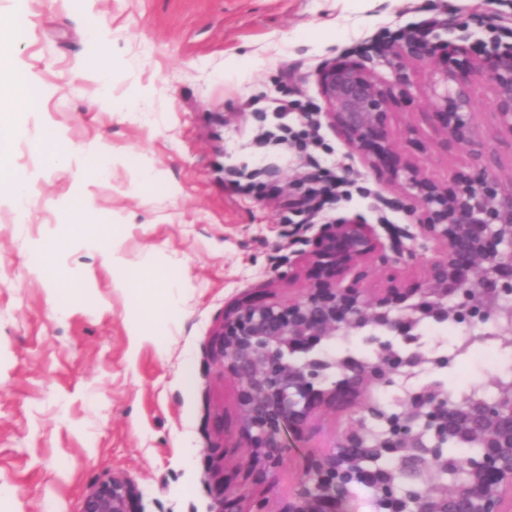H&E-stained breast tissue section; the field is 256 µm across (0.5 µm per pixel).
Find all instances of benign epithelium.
<instances>
[{
    "mask_svg": "<svg viewBox=\"0 0 512 512\" xmlns=\"http://www.w3.org/2000/svg\"><path fill=\"white\" fill-rule=\"evenodd\" d=\"M389 52L429 62L436 95L433 120L445 139L467 146L476 166L456 171L446 183L422 172L396 148L389 118L394 103L410 96L407 77L389 84L350 55L320 71L327 126L364 163L388 173L400 189L394 204L414 217L413 228L384 224L390 245L360 216L322 224L306 250L288 267L310 266L314 283L286 302L260 297L224 314L214 331L211 357L238 386L242 428L249 441L247 467L259 474L279 468L288 451L287 431L300 432L322 408L348 412V425L333 446L313 457L283 512H348L353 489H372L380 512H512V381L497 386L491 400L451 403L437 383L409 390L386 410L373 392L396 378L425 369L419 348L392 338L412 336L424 321L462 323L473 330L491 323L494 335L512 344V184L499 181L496 153L475 124L472 85L493 90L495 135L512 145V44L496 43L486 54L464 45H444L427 29L395 40ZM432 244L417 256L404 240ZM379 257L390 285L369 295L364 275L341 286L348 273ZM401 263L421 267L420 279L397 280ZM379 330L373 354L335 358L326 351L338 336ZM477 448L448 457L445 446ZM392 456L397 471L376 466ZM82 512H143L129 479L114 475L97 485Z\"/></svg>",
    "mask_w": 512,
    "mask_h": 512,
    "instance_id": "7a95c632",
    "label": "benign epithelium"
}]
</instances>
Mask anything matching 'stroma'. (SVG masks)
Here are the masks:
<instances>
[{"label":"stroma","mask_w":512,"mask_h":512,"mask_svg":"<svg viewBox=\"0 0 512 512\" xmlns=\"http://www.w3.org/2000/svg\"><path fill=\"white\" fill-rule=\"evenodd\" d=\"M0 14L25 18L14 71L28 89L27 114L0 161V512H81L85 496L115 475L130 478L144 512H210L223 475L226 503L253 501L282 512L307 460L333 445L342 410L316 413L302 434L287 433L288 455L266 477H244L243 434L233 379L210 359L212 332L225 310L260 291L271 302L302 294L307 269L289 275L283 259L317 225L341 214L371 224H407L382 204L394 186L367 167L328 127H320L323 168L349 192L322 212L287 210L307 169L299 156L259 141L297 126L298 113L272 111L289 96L321 106L319 69L356 54L382 80L408 72L411 96L392 109L396 145L435 180L468 169L466 148L446 142L431 112V67H402L389 41L428 25L442 41L477 48L512 43V0H0ZM466 25L448 28L449 15ZM105 54L106 73L89 66ZM135 110L102 109V85ZM65 164L48 166L54 140ZM99 153L109 173L82 176ZM158 179L150 186L144 169ZM230 168L258 170L268 185L253 194L225 179ZM30 191L26 223H16L9 185ZM112 227L131 270L156 287L177 285L179 319L164 342L151 332L162 296L137 303L103 249L62 224L73 198ZM53 247L67 286L31 270L33 254ZM500 363L482 350L463 358L447 387L491 385Z\"/></svg>","instance_id":"1"}]
</instances>
